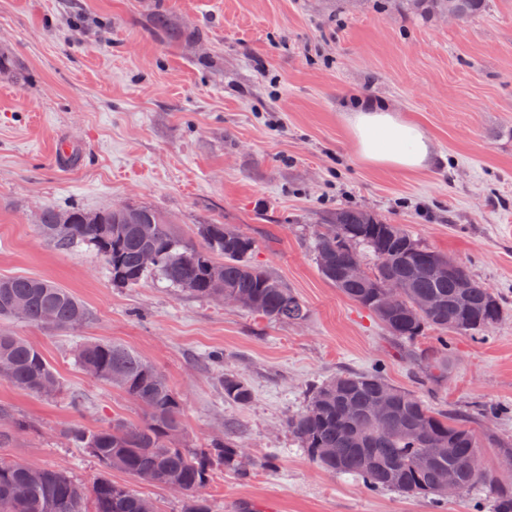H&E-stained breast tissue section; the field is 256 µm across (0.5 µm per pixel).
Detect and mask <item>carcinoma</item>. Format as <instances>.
<instances>
[{
  "instance_id": "cac0c4a2",
  "label": "carcinoma",
  "mask_w": 512,
  "mask_h": 512,
  "mask_svg": "<svg viewBox=\"0 0 512 512\" xmlns=\"http://www.w3.org/2000/svg\"><path fill=\"white\" fill-rule=\"evenodd\" d=\"M430 7L466 19L480 13L485 0H433ZM39 227L62 248L78 243L93 248L117 284L132 287L154 276L199 298L227 295L235 305L270 321L300 323L309 315L295 293L251 263L254 242L227 224H200L192 238L175 231L155 209L132 206L92 215L79 208L66 213L47 208ZM314 248L322 276L400 339L413 340L428 327L476 335L501 318L499 300L464 267L455 265L446 278L421 271L424 258H447L421 246L399 226L362 211L336 212L334 223L319 226ZM147 252L155 256L151 265L143 262ZM367 255L374 263L364 268L362 279L340 277L344 267L364 263ZM388 283L404 285L403 299L392 310L384 304ZM47 309L53 312L48 322ZM88 316L79 299L52 281L0 278V320L75 330ZM75 356L83 369L117 385L140 404L146 417L138 424L116 419L94 431L71 425L60 431L68 447L86 448L103 466L142 481L182 487L185 512H213L204 491L216 470L251 475L246 452L230 437L205 449L177 444L183 434L179 396L138 353L113 343L84 341ZM1 367L0 377L26 392L50 397L60 389L43 353L7 331H0ZM220 385L231 402L246 404L251 399L248 385L237 376L223 377ZM381 394L390 397L391 406L387 422L379 426L369 411ZM2 417L10 418L12 425L0 430V446L26 428V421L4 406ZM286 425L322 469L356 475L373 490L440 500L442 475L452 471L461 491L492 484V512H512V481L495 483L487 471L472 468V458L481 456L474 433L413 392L391 385L377 371L340 374L314 388L306 408L288 416ZM143 506V498L103 477L88 494L61 469L20 462L0 471V512H142Z\"/></svg>"
}]
</instances>
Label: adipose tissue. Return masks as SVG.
<instances>
[{"label":"adipose tissue","instance_id":"obj_1","mask_svg":"<svg viewBox=\"0 0 512 512\" xmlns=\"http://www.w3.org/2000/svg\"><path fill=\"white\" fill-rule=\"evenodd\" d=\"M347 126L356 155L366 165L413 173L435 160L434 145L418 124L373 99L354 102Z\"/></svg>","mask_w":512,"mask_h":512}]
</instances>
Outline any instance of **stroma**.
<instances>
[{
  "label": "stroma",
  "mask_w": 512,
  "mask_h": 512,
  "mask_svg": "<svg viewBox=\"0 0 512 512\" xmlns=\"http://www.w3.org/2000/svg\"><path fill=\"white\" fill-rule=\"evenodd\" d=\"M159 13L177 39L153 33ZM0 54V277L53 281L89 311L71 331L0 326L62 383L43 398L0 379V406L29 422L0 461L63 469L87 487L105 475L159 512H183L178 492L104 470L59 438L72 424L145 417L76 362V343L93 340L166 378L183 444L229 432L245 448L254 470L216 471L213 512H490L485 484L436 501L326 472L285 420L316 384L375 369L467 424L488 472L512 480L498 448L512 442V0L466 20L419 0H0ZM360 97L416 122L435 163L404 176L358 161L346 118ZM141 205L188 236L227 224L253 240L252 263L296 292L308 319L272 322L154 280L125 288L90 247L65 250L39 230L46 208ZM341 209L460 263L500 298L502 319L478 340L394 338L319 271L314 234ZM224 374L248 383L249 404L225 399Z\"/></svg>",
  "instance_id": "stroma-1"
}]
</instances>
